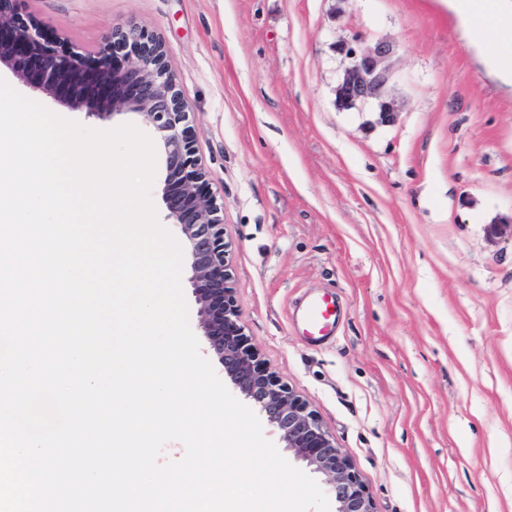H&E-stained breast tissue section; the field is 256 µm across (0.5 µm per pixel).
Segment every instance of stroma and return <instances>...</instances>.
I'll return each mask as SVG.
<instances>
[{"label":"stroma","mask_w":512,"mask_h":512,"mask_svg":"<svg viewBox=\"0 0 512 512\" xmlns=\"http://www.w3.org/2000/svg\"><path fill=\"white\" fill-rule=\"evenodd\" d=\"M96 52L129 22L162 39L223 210L239 321L308 402L374 512H512V84L444 0H20ZM394 49L377 106L336 98L339 43ZM20 94L90 129L0 70ZM503 225L491 235L489 225ZM336 292L310 345L293 312Z\"/></svg>","instance_id":"35a3bbf8"}]
</instances>
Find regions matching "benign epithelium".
Segmentation results:
<instances>
[{"mask_svg": "<svg viewBox=\"0 0 512 512\" xmlns=\"http://www.w3.org/2000/svg\"><path fill=\"white\" fill-rule=\"evenodd\" d=\"M19 0H0V64L60 104L104 120L119 112L140 115L159 133L165 178L166 219L185 239L193 294L209 347L233 389L251 401L278 433L285 448L323 474L335 512H373L370 496L353 464L323 428L308 403L280 382L259 359L239 324L229 244L224 242L221 207L206 190V172L195 156L188 103L169 67L163 42L135 24L111 28L103 45L83 54L49 38ZM338 51L349 60L336 87L346 107L377 103L387 122L396 108L385 98L393 78L392 46L362 47L345 41Z\"/></svg>", "mask_w": 512, "mask_h": 512, "instance_id": "benign-epithelium-1", "label": "benign epithelium"}]
</instances>
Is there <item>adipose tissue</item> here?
I'll use <instances>...</instances> for the list:
<instances>
[{
    "mask_svg": "<svg viewBox=\"0 0 512 512\" xmlns=\"http://www.w3.org/2000/svg\"><path fill=\"white\" fill-rule=\"evenodd\" d=\"M474 0H450L452 10L470 22L464 31L488 66L499 76L512 78V0H491L489 11L475 10Z\"/></svg>",
    "mask_w": 512,
    "mask_h": 512,
    "instance_id": "1",
    "label": "adipose tissue"
}]
</instances>
